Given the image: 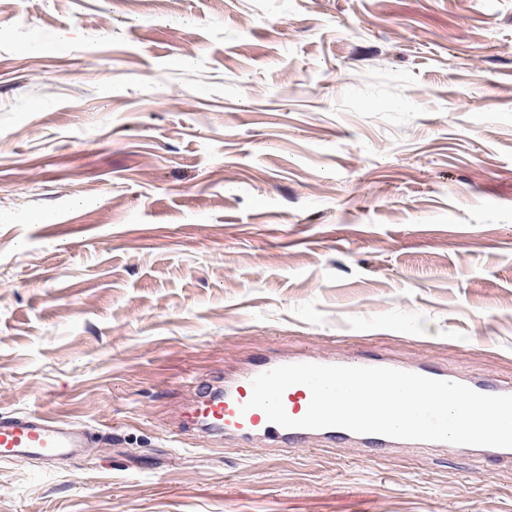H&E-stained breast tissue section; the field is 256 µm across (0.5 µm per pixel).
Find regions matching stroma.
<instances>
[{"label": "stroma", "instance_id": "1", "mask_svg": "<svg viewBox=\"0 0 512 512\" xmlns=\"http://www.w3.org/2000/svg\"><path fill=\"white\" fill-rule=\"evenodd\" d=\"M512 380V0H0V512H512L443 448L196 430L257 358ZM85 436L83 426L49 418L33 410L0 421V460H75L86 448Z\"/></svg>", "mask_w": 512, "mask_h": 512}]
</instances>
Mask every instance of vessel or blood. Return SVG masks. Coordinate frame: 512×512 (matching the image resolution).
<instances>
[{
  "label": "vessel or blood",
  "mask_w": 512,
  "mask_h": 512,
  "mask_svg": "<svg viewBox=\"0 0 512 512\" xmlns=\"http://www.w3.org/2000/svg\"><path fill=\"white\" fill-rule=\"evenodd\" d=\"M278 365L276 359L261 358L249 370L225 383L223 391L199 388L187 417L188 423L201 424L246 445L258 439L267 447L280 451L307 448L316 443L339 448L354 445L378 458L400 447V440L378 434H357L343 428L287 429L271 423L262 410L248 408L252 379ZM412 371L438 380H460L482 394H512V384L484 375L460 379L428 359L414 364ZM310 401V390L300 384L289 387L283 395L284 408L295 419L306 413ZM85 446L83 426L46 417L37 410L0 421L1 461L30 462L43 458L70 461L80 458ZM460 451L480 460L491 458L497 463L512 465V449L464 445Z\"/></svg>",
  "instance_id": "b4317fda"
}]
</instances>
